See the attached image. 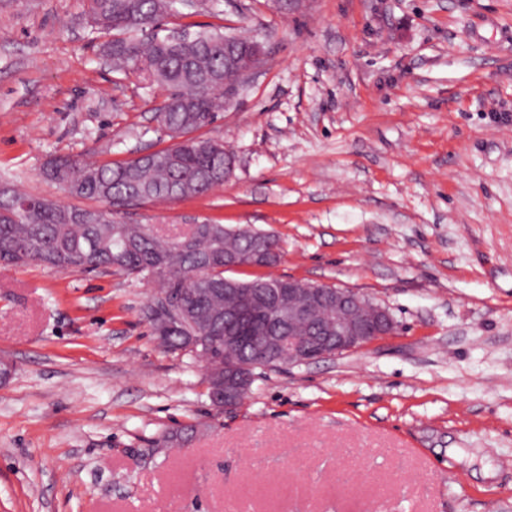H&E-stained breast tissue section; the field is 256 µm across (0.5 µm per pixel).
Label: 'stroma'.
I'll use <instances>...</instances> for the list:
<instances>
[{"label": "stroma", "mask_w": 512, "mask_h": 512, "mask_svg": "<svg viewBox=\"0 0 512 512\" xmlns=\"http://www.w3.org/2000/svg\"><path fill=\"white\" fill-rule=\"evenodd\" d=\"M175 22L265 59L200 131L224 184L121 219L272 234L280 262L235 278L351 289L396 329L219 409L152 333L159 284L0 265V512H512V0H200ZM106 40L84 0H0V181L67 204L48 159L170 145L161 89Z\"/></svg>", "instance_id": "1"}]
</instances>
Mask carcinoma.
<instances>
[{
    "mask_svg": "<svg viewBox=\"0 0 512 512\" xmlns=\"http://www.w3.org/2000/svg\"><path fill=\"white\" fill-rule=\"evenodd\" d=\"M92 28L113 34L112 68L147 73L164 92L156 107L159 126L179 138L176 148L154 150L143 159L119 164H80L49 160L44 175L69 196L94 199L104 207H77L21 194L0 192V263L30 262L62 271L117 270L160 283L158 297L182 293L183 307L164 335V348H185V338L204 335L197 351L214 367L233 359L251 374L288 365L272 357L259 360L248 349L225 340L233 321L224 313V256L240 265L262 267L249 258L257 232L222 224H195L181 249L147 225L126 224L114 206L200 196L224 183L231 156L224 145L194 132L213 124L223 107L224 82L231 79L224 56V32L202 30L173 45L150 28L161 14L174 12L173 0H86Z\"/></svg>",
    "mask_w": 512,
    "mask_h": 512,
    "instance_id": "cac0c4a2",
    "label": "carcinoma"
}]
</instances>
